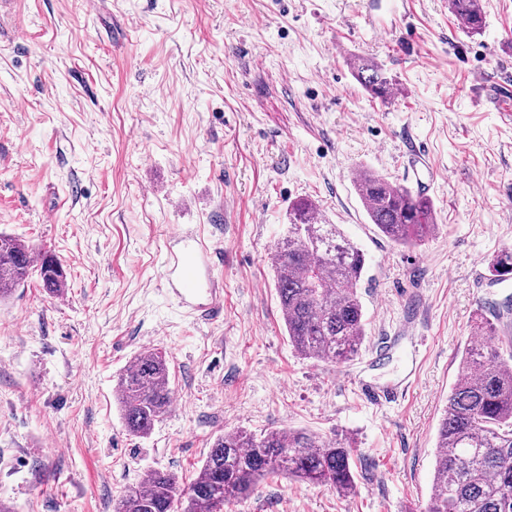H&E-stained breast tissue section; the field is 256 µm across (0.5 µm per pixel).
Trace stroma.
I'll return each mask as SVG.
<instances>
[{
    "label": "stroma",
    "instance_id": "35a3bbf8",
    "mask_svg": "<svg viewBox=\"0 0 512 512\" xmlns=\"http://www.w3.org/2000/svg\"><path fill=\"white\" fill-rule=\"evenodd\" d=\"M470 34L448 0H13L0 15V233L54 255L0 299V502L112 512L147 473L191 481L216 436L292 428L354 449L353 496L280 474L235 512H424L464 349L512 336V288L474 281L512 249V0ZM377 63L369 95L347 64ZM433 172L437 232L381 236L354 179ZM361 248L367 318L346 363L294 352L269 256L294 202ZM204 241L224 313L186 307L165 263ZM163 350L174 402L145 438L115 385ZM396 389L367 400L368 387ZM351 67L366 91L381 99L389 96L392 84L376 65L361 58H354ZM408 172H412V177L415 182L417 191L426 194L427 183L425 182L426 175H430V167L428 165L426 155L420 152V149L415 147L411 150L409 156Z\"/></svg>",
    "mask_w": 512,
    "mask_h": 512
}]
</instances>
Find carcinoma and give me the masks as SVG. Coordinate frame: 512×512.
Here are the masks:
<instances>
[{
    "instance_id": "carcinoma-1",
    "label": "carcinoma",
    "mask_w": 512,
    "mask_h": 512,
    "mask_svg": "<svg viewBox=\"0 0 512 512\" xmlns=\"http://www.w3.org/2000/svg\"><path fill=\"white\" fill-rule=\"evenodd\" d=\"M469 33L483 27L481 0H448ZM366 91L385 99L391 82L373 63L351 61ZM355 188L368 219L396 245L414 247L436 229L435 206L409 187L369 170ZM310 201L291 206L273 265L288 341L307 359L344 362L357 357L367 319L359 294L364 252L334 224H320ZM0 233V297L36 270L50 293L67 285L61 263ZM494 280L512 276V250L491 264ZM128 434L145 438L171 408L166 354L145 350L117 381ZM431 495L425 512H512V339L509 354L475 343L465 351L438 428ZM353 449L314 433L284 429L255 434L236 430L215 439L187 486L162 470L125 488L113 512H224L247 499L269 474L321 484L348 496L355 489Z\"/></svg>"
}]
</instances>
